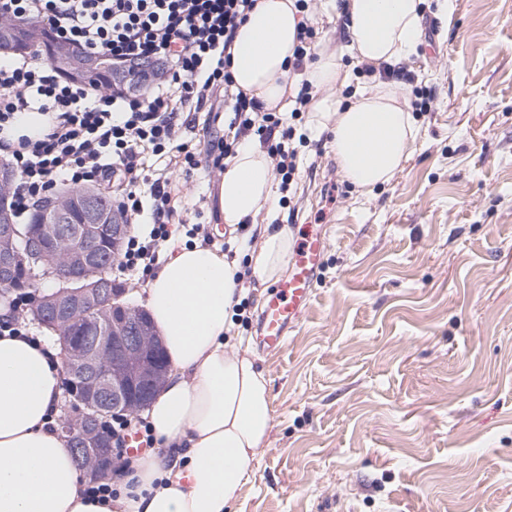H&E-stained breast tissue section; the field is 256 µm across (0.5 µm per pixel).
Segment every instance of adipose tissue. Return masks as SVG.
I'll list each match as a JSON object with an SVG mask.
<instances>
[{
	"label": "adipose tissue",
	"instance_id": "1",
	"mask_svg": "<svg viewBox=\"0 0 512 512\" xmlns=\"http://www.w3.org/2000/svg\"><path fill=\"white\" fill-rule=\"evenodd\" d=\"M422 0H344L350 52L357 62L397 65L415 54ZM302 15L295 0H257L239 27L231 72L237 89L265 109L282 110L292 89L291 64ZM303 74L320 96L313 130L331 129L343 176L369 193L401 171L420 135L407 97L382 82L351 96L337 94L351 72L342 52L317 48ZM229 228L277 209L269 158L242 143L218 187ZM293 247L288 227L265 225L247 264L276 282ZM238 262L200 245H183L151 279L146 308L169 364L148 410L156 446L119 482L118 498L90 497L89 479L68 442L52 430L63 361L41 341L0 336V512H231L252 463L273 428L271 384L255 352L233 335L242 291Z\"/></svg>",
	"mask_w": 512,
	"mask_h": 512
}]
</instances>
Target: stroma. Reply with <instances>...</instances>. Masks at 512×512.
<instances>
[{
  "instance_id": "35a3bbf8",
  "label": "stroma",
  "mask_w": 512,
  "mask_h": 512,
  "mask_svg": "<svg viewBox=\"0 0 512 512\" xmlns=\"http://www.w3.org/2000/svg\"><path fill=\"white\" fill-rule=\"evenodd\" d=\"M421 136L371 194L331 134L300 149L295 237L327 238L305 314L258 351L274 425L234 512H512V0L424 10ZM211 216L218 174L179 179Z\"/></svg>"
}]
</instances>
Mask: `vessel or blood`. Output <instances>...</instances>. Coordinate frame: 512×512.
<instances>
[{
    "label": "vessel or blood",
    "instance_id": "vessel-or-blood-1",
    "mask_svg": "<svg viewBox=\"0 0 512 512\" xmlns=\"http://www.w3.org/2000/svg\"><path fill=\"white\" fill-rule=\"evenodd\" d=\"M327 240L322 232H310L288 258L289 274L268 293L261 305L260 342L266 351L281 350L308 306Z\"/></svg>",
    "mask_w": 512,
    "mask_h": 512
}]
</instances>
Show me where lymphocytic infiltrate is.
Listing matches in <instances>:
<instances>
[{
	"mask_svg": "<svg viewBox=\"0 0 512 512\" xmlns=\"http://www.w3.org/2000/svg\"><path fill=\"white\" fill-rule=\"evenodd\" d=\"M256 0H0V15L30 18L62 43L87 54L156 58L169 67L147 80L143 96L92 94L84 84L65 80L35 55L0 64V157L14 168L16 220H25L58 183L74 186L104 181L109 170L122 179L112 196L119 210L136 220L117 269L146 281L163 265V247L173 227L188 226L189 237L210 244L204 225H186L173 205L176 184L154 176L150 159L188 174L199 168L223 170L249 138L258 139L271 161L281 191L290 190L297 171L295 129L282 113L235 90L232 46ZM224 109L209 115L223 124V137L198 148L181 137L179 116L201 109L215 92ZM48 117L41 138L13 137L18 113ZM151 207H144V199ZM150 224H141L143 213Z\"/></svg>",
	"mask_w": 512,
	"mask_h": 512,
	"instance_id": "obj_1",
	"label": "lymphocytic infiltrate"
}]
</instances>
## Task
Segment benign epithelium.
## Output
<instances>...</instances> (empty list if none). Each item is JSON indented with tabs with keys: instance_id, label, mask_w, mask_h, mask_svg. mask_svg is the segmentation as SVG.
<instances>
[{
	"instance_id": "1",
	"label": "benign epithelium",
	"mask_w": 512,
	"mask_h": 512,
	"mask_svg": "<svg viewBox=\"0 0 512 512\" xmlns=\"http://www.w3.org/2000/svg\"><path fill=\"white\" fill-rule=\"evenodd\" d=\"M38 24L31 19L0 17V53L12 54L15 31L36 32ZM62 72L71 79L90 85L95 90L120 92L138 96L136 75L159 71L163 64L155 61L122 60L112 57H89L75 44L59 46L55 55ZM16 173L0 164V288H10L16 281L20 263L29 259L48 262L51 257L68 264L65 282L70 298H54L41 310V321L60 335L63 353L65 387L78 396L82 407L66 419L62 434L66 439L84 440L79 449L84 476L99 480L112 471V445L93 440L98 417L107 413L133 414L146 407L154 397L167 368L162 366L161 345L144 313L123 301L125 292L106 280L101 256L93 246L101 239L114 251L128 232L123 216L112 212V222L101 223V202L96 187L77 192L59 188L39 210L45 220L37 233L22 237L10 221L8 203ZM82 205L89 221L73 227L69 221L71 204ZM107 301L99 309L93 335L77 338L69 327L85 319L86 306L101 295Z\"/></svg>"
}]
</instances>
